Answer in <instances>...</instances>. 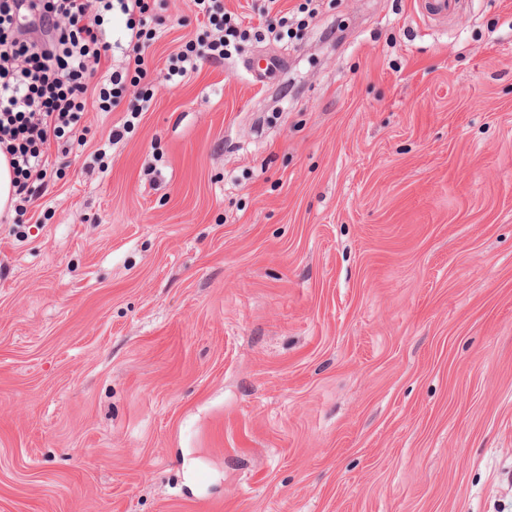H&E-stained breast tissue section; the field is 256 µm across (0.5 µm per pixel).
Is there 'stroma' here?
Returning <instances> with one entry per match:
<instances>
[{"mask_svg": "<svg viewBox=\"0 0 512 512\" xmlns=\"http://www.w3.org/2000/svg\"><path fill=\"white\" fill-rule=\"evenodd\" d=\"M160 3L149 111L0 217V512H512V0H276L172 82Z\"/></svg>", "mask_w": 512, "mask_h": 512, "instance_id": "35a3bbf8", "label": "stroma"}]
</instances>
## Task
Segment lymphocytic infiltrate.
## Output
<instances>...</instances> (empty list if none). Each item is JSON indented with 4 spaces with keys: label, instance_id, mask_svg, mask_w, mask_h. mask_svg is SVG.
Listing matches in <instances>:
<instances>
[{
    "label": "lymphocytic infiltrate",
    "instance_id": "1",
    "mask_svg": "<svg viewBox=\"0 0 512 512\" xmlns=\"http://www.w3.org/2000/svg\"><path fill=\"white\" fill-rule=\"evenodd\" d=\"M193 2L214 30L185 43L168 72L172 78L200 61L224 60L249 36L291 34L284 16L249 30L225 14L221 0ZM116 12L125 25L115 39L105 23ZM162 26L151 0H0V151L9 156L19 204L29 203L51 176L50 143L76 133L87 101L111 111L131 85L138 111L149 110L153 94L141 82ZM118 55L123 67L99 80L103 62Z\"/></svg>",
    "mask_w": 512,
    "mask_h": 512
}]
</instances>
